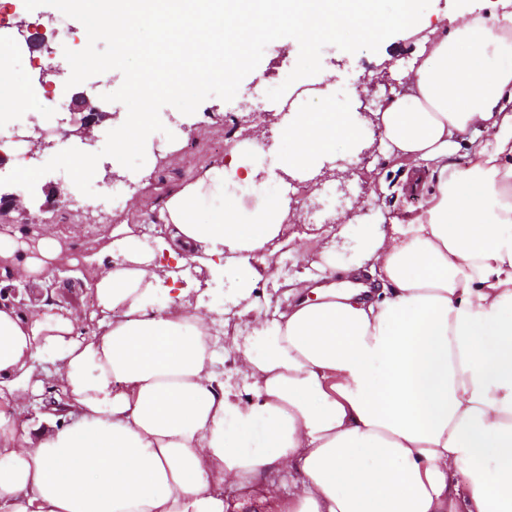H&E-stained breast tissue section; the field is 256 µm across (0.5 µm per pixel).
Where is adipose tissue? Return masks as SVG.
<instances>
[{"mask_svg": "<svg viewBox=\"0 0 512 512\" xmlns=\"http://www.w3.org/2000/svg\"><path fill=\"white\" fill-rule=\"evenodd\" d=\"M417 0L385 16L378 0H56L92 32L110 26L112 59L76 61L111 71L135 60L128 92L192 93L223 79L238 92L251 66L236 47L285 26L305 39L399 29L421 34L405 92L372 120L389 155L436 186L423 207L390 233H367L355 264L372 285L336 290L293 281L276 314L252 305L211 317L158 296L190 264L234 263L242 291L251 259L278 237L289 211L279 199L251 222L239 219L228 185L334 173L352 164L357 133L341 112L291 111L277 126L288 159L260 138L228 164L169 192L167 234L128 250L132 230L113 228L103 263L77 260L95 293L90 319L52 302L0 299V512H224L218 485L270 480L275 512H512V0L494 17L470 12L426 27ZM182 18L170 44L144 49L129 33L147 20ZM154 119L126 113L113 134L112 171ZM347 148L337 153V141ZM465 150L468 163H451ZM221 208L207 218V198ZM64 258L49 231L0 249V285L52 277ZM236 317L251 332L229 343L232 375L220 369L214 329ZM51 377L64 409L22 417Z\"/></svg>", "mask_w": 512, "mask_h": 512, "instance_id": "1", "label": "adipose tissue"}]
</instances>
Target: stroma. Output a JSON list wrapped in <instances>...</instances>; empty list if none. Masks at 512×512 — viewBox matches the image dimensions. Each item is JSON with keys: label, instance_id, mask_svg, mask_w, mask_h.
I'll use <instances>...</instances> for the list:
<instances>
[{"label": "stroma", "instance_id": "obj_1", "mask_svg": "<svg viewBox=\"0 0 512 512\" xmlns=\"http://www.w3.org/2000/svg\"><path fill=\"white\" fill-rule=\"evenodd\" d=\"M496 3L497 0H417V12L422 20L440 25L447 23L449 17L467 15L475 8L493 14ZM10 15L15 23L36 18H63L75 31L83 55L108 57L113 52L109 35L90 33L78 14L59 15L55 0H15ZM254 40L251 67L239 76L242 94L226 91L223 81L210 80L199 85L190 96L174 90L155 95L151 101L154 121L124 156L128 184L123 188L124 199L118 210L105 215L96 206L82 212L71 211L63 205L53 209L52 223L72 255L102 248L108 243L114 225L161 224L165 197L170 189L192 181L202 169L226 161L233 145L247 143L254 129L271 130L277 105L264 101L262 90L265 85L282 80L295 88L296 108L315 112L325 104L334 111L347 113L351 120L357 121L360 137L370 142L371 147L360 153L354 175L345 180L302 181L301 192L290 205L291 213L284 219L279 237L252 261L258 283L249 296L239 295L240 275L235 266H225L223 274L217 278L211 277L203 267L193 270L192 275L209 283L210 289L205 293L191 292L188 296L191 305L205 311L233 298L240 306L257 302L268 312H275L285 304L284 281L310 269L324 250L336 251L338 269L330 274V281L343 282L342 269L357 256L367 225L378 224L380 230L386 232L391 219H405L422 208L426 194L407 191L409 169L404 160L387 156L376 142L374 127L359 119L360 111H377L387 98L384 85L369 81V73L379 69L387 79L405 83L419 51L417 38H408L389 29L363 36L345 34L305 40L292 29L281 28L255 35ZM136 69V62L131 60L113 71L107 76L102 91L93 96V103L109 113L135 111L138 102L128 93L127 85ZM321 72L332 75L331 87L323 100L318 99L313 84L315 76ZM361 81L366 84V105L362 108L351 97L352 87ZM254 102L262 104L264 109L258 123L254 122L250 110ZM173 116L178 117L188 131L177 144L161 138ZM118 126V121H106V134L98 136L91 148L76 137L69 141L74 152H91L96 160L87 198H94L108 187L104 174L112 156L111 132ZM14 164L15 159L10 156L0 166V183L12 186L16 193L25 196L56 180L61 166L55 150H42L34 176L21 184L14 175ZM341 185L349 193L346 202L325 200L324 217L333 227L332 235L327 236L318 225L310 223V205L323 200V190H334ZM271 267L280 269V280L269 278L267 270ZM43 289L55 292L57 300L66 307L85 313L91 310V291L84 286L77 266L66 262L58 265Z\"/></svg>", "mask_w": 512, "mask_h": 512}]
</instances>
